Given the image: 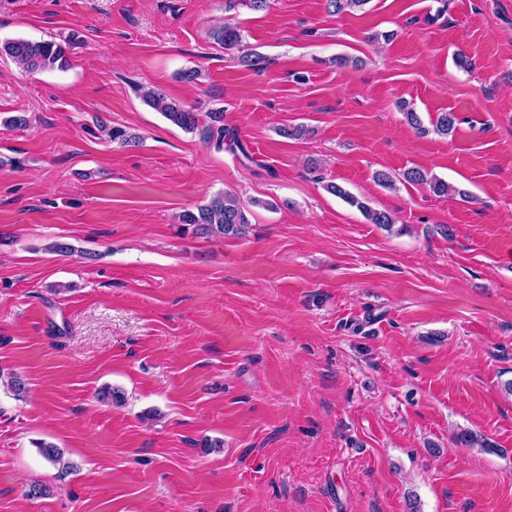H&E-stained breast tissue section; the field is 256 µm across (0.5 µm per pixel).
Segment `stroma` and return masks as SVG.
Masks as SVG:
<instances>
[{
  "label": "stroma",
  "instance_id": "1",
  "mask_svg": "<svg viewBox=\"0 0 512 512\" xmlns=\"http://www.w3.org/2000/svg\"><path fill=\"white\" fill-rule=\"evenodd\" d=\"M436 7L0 0V40L52 39L70 62L0 56V120L28 118L0 123V371L28 387L0 386V512H512V0L425 23ZM227 20L263 71L210 38ZM142 85L223 108L246 154L170 124ZM401 100L460 122L420 133ZM224 191L245 237L182 230ZM405 179L411 183L426 184L437 196L459 195L463 200H471L472 196L459 188L452 187L448 183L435 177L428 179L427 175L420 169H411L404 174ZM326 189L331 194L342 197L353 205L356 204L370 223L378 224L388 231H391L396 224L395 218L389 212L369 208L365 203L359 202L336 183L327 184Z\"/></svg>",
  "mask_w": 512,
  "mask_h": 512
}]
</instances>
